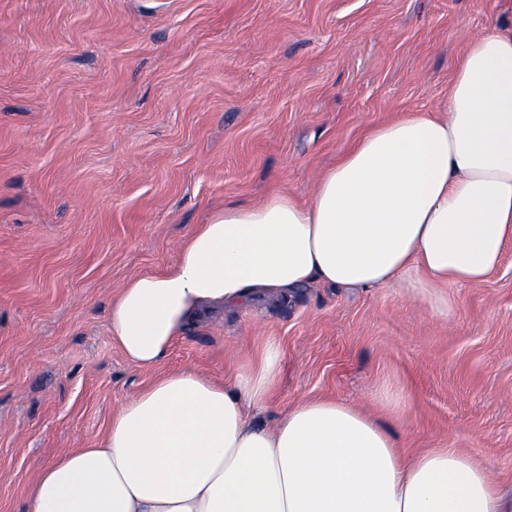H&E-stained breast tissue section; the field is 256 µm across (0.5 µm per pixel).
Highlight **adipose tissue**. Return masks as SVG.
I'll use <instances>...</instances> for the list:
<instances>
[{"label":"adipose tissue","instance_id":"1","mask_svg":"<svg viewBox=\"0 0 512 512\" xmlns=\"http://www.w3.org/2000/svg\"><path fill=\"white\" fill-rule=\"evenodd\" d=\"M512 245V30L470 37L433 109L369 127L321 173L310 201L271 190L198 225L172 265L130 277L109 332L128 361L159 365L207 307L299 288H400L447 319ZM281 346L223 382L154 380L102 441L44 466L29 512H512L488 469L436 448L406 456L362 407L299 400L257 423Z\"/></svg>","mask_w":512,"mask_h":512}]
</instances>
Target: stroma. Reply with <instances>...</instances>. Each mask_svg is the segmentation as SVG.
<instances>
[{
	"instance_id": "1",
	"label": "stroma",
	"mask_w": 512,
	"mask_h": 512,
	"mask_svg": "<svg viewBox=\"0 0 512 512\" xmlns=\"http://www.w3.org/2000/svg\"><path fill=\"white\" fill-rule=\"evenodd\" d=\"M492 23L512 28V0H0V512L158 377L223 381L268 337L262 426L303 397L361 404L407 455L473 454L512 500V247L445 321L396 288L310 286L188 328L150 369L108 327L121 285L214 211L307 200L368 127L444 98Z\"/></svg>"
}]
</instances>
